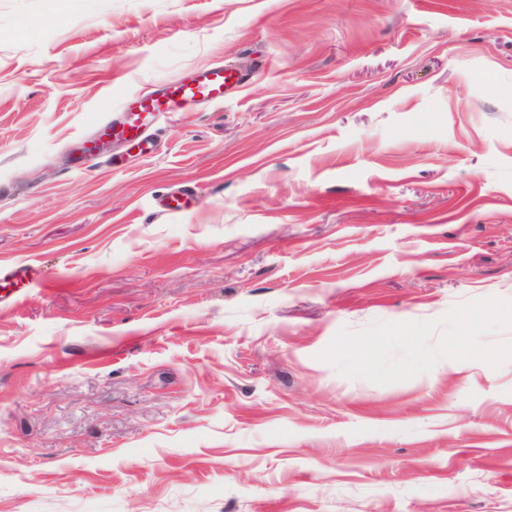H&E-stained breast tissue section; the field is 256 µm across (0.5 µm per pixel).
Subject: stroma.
Wrapping results in <instances>:
<instances>
[{
	"mask_svg": "<svg viewBox=\"0 0 512 512\" xmlns=\"http://www.w3.org/2000/svg\"><path fill=\"white\" fill-rule=\"evenodd\" d=\"M19 261L0 512H512V0H0ZM242 82V76L224 66H209L186 77L180 76L169 83L159 95H141L133 99L121 120L105 126L118 139L134 140L142 151L152 152L156 143L148 134L149 128L165 114L177 112L184 101L201 103L224 102L230 86ZM394 339H400L414 349H417L421 342V337L417 334L400 330L390 333L388 336H375L364 339L355 347L345 352H338V355L345 357L355 367L370 368Z\"/></svg>",
	"mask_w": 512,
	"mask_h": 512,
	"instance_id": "35a3bbf8",
	"label": "stroma"
}]
</instances>
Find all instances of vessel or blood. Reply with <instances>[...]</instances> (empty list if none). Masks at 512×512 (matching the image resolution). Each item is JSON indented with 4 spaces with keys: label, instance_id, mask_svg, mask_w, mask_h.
Instances as JSON below:
<instances>
[{
    "label": "vessel or blood",
    "instance_id": "obj_1",
    "mask_svg": "<svg viewBox=\"0 0 512 512\" xmlns=\"http://www.w3.org/2000/svg\"><path fill=\"white\" fill-rule=\"evenodd\" d=\"M241 81L239 74L220 65L178 77L159 95L146 94L135 98L121 120L112 123L110 130L116 138L136 141L142 150L153 151L156 143L149 129L160 116L176 112L182 102L189 100L201 103L223 101L227 90ZM33 275L30 264L15 263L0 269V288L27 287Z\"/></svg>",
    "mask_w": 512,
    "mask_h": 512
}]
</instances>
